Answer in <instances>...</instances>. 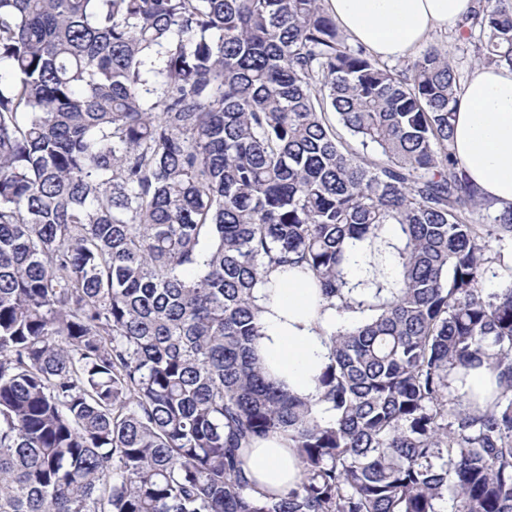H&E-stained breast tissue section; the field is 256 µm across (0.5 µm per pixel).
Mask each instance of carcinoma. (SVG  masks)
<instances>
[{
  "mask_svg": "<svg viewBox=\"0 0 512 512\" xmlns=\"http://www.w3.org/2000/svg\"><path fill=\"white\" fill-rule=\"evenodd\" d=\"M464 26L512 68V0ZM2 66L0 512H512V206L473 222L447 48L390 68L323 0H0ZM387 224L318 397L275 386L255 288L301 267L350 310L344 247ZM483 365L484 408L450 397ZM272 435L278 494L243 456ZM399 233V225L387 224L381 230L378 239H376L374 243V247L380 249L379 252L375 251V255L379 260L384 261L382 263L390 277L396 275L397 268L391 260V248H389V243H393L399 236ZM244 453L250 476L267 490L279 491L300 479L301 467L293 448L277 437L257 439Z\"/></svg>",
  "mask_w": 512,
  "mask_h": 512,
  "instance_id": "obj_1",
  "label": "carcinoma"
}]
</instances>
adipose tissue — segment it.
I'll return each instance as SVG.
<instances>
[{
    "instance_id": "obj_1",
    "label": "adipose tissue",
    "mask_w": 512,
    "mask_h": 512,
    "mask_svg": "<svg viewBox=\"0 0 512 512\" xmlns=\"http://www.w3.org/2000/svg\"><path fill=\"white\" fill-rule=\"evenodd\" d=\"M339 27L375 58L417 53L434 31L470 16L475 0H324ZM453 151L480 195L502 208L512 205V69L476 67L457 94ZM261 335L257 355L272 379L292 395L313 399L331 361L330 335L341 315L320 295L315 279L299 268L274 271L259 285ZM250 476L278 491L300 477L293 449L276 437L245 451Z\"/></svg>"
}]
</instances>
